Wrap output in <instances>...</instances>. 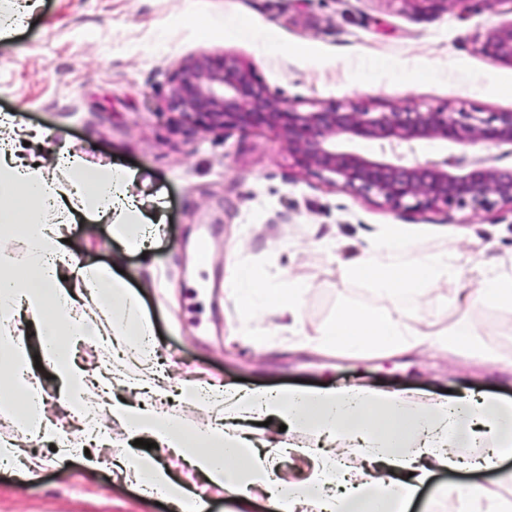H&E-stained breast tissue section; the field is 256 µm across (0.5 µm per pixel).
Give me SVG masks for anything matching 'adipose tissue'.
<instances>
[{
  "label": "adipose tissue",
  "instance_id": "ef3b65f1",
  "mask_svg": "<svg viewBox=\"0 0 512 512\" xmlns=\"http://www.w3.org/2000/svg\"><path fill=\"white\" fill-rule=\"evenodd\" d=\"M144 184L137 172L116 164L95 166L66 151L57 152L52 163L24 160L11 149L0 152V412L13 415L32 440L52 444L57 458L81 457L89 469L100 464L98 449H114L115 460L147 493L178 508L192 505L193 512H205L204 498L191 496L154 456L131 452L117 431L147 437L169 449L210 487L243 497L265 494L276 512H402L431 467L461 466L457 450L468 443L476 424L486 428L490 443L480 465L493 466L501 452L512 449V402L489 398L463 395L425 408L403 392L357 385L215 390L184 382L180 398L211 418L203 426L147 404L113 398L118 386L156 391L155 382L113 361L116 336L125 338L136 358L150 359L152 324L127 282L111 268L79 260L66 238L78 217H105L113 235L141 246L155 245L164 217L140 209ZM16 241L25 246L19 266L7 248ZM349 271L378 289L410 297L467 272L456 254L416 257L409 243L396 238L381 244L377 256L357 260ZM468 272L479 279L481 292L456 296L455 310L512 304V275L478 267ZM305 290L297 281L263 283L249 269L238 276L242 313L249 316L264 308L290 316V328L298 336L305 333L299 317ZM82 301L105 307V319L78 310ZM26 315L35 325L32 343L18 331ZM80 344L98 353L102 369L90 373L75 362L71 350ZM314 344L354 356L411 347L402 314L373 307L341 313ZM38 361L51 370L63 407L83 421L80 436L67 437L48 417L47 396L34 372ZM230 410L278 417L289 429L345 441L383 463L390 474L361 483L336 456L324 455L315 458L304 479L272 477L244 432L229 423Z\"/></svg>",
  "mask_w": 512,
  "mask_h": 512
}]
</instances>
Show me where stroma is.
Instances as JSON below:
<instances>
[{
	"mask_svg": "<svg viewBox=\"0 0 512 512\" xmlns=\"http://www.w3.org/2000/svg\"><path fill=\"white\" fill-rule=\"evenodd\" d=\"M198 16L214 19L209 34L195 25ZM510 19L512 0H472L468 11L439 13L399 0H40L31 13L20 0L0 5V21L14 30L0 39V115L51 133L54 148L142 173L147 195L165 202L164 235L147 251L114 239L104 220H78L69 236L80 259L124 270L152 322V372L170 394L143 390L139 399L197 424L200 412L176 393L184 379L271 389L359 382L432 401H512V305L477 306L466 316L486 360L448 356L433 341L365 358L306 342L351 308H401L409 331H444L454 298L476 293V283L452 278L420 298L397 296L348 275L345 264L400 236L415 253L451 250L510 273L512 208L399 213L296 167L270 130L191 131L163 107L172 70L208 51L251 65L273 94L302 110L410 103L512 112V66L478 50ZM202 239L211 254L205 268L193 261ZM243 266L274 283H307L306 337L287 330V317L239 314L231 287ZM153 274L161 287H144ZM39 453L45 465L36 480L0 467V512H174L114 467L108 449L94 470L77 457L55 459L47 447ZM152 454L191 493L205 492L207 512H274L263 498L203 491L181 458L164 448ZM467 483L512 502V455L489 470L435 471L409 512H458L446 489Z\"/></svg>",
	"mask_w": 512,
	"mask_h": 512,
	"instance_id": "obj_1",
	"label": "stroma"
}]
</instances>
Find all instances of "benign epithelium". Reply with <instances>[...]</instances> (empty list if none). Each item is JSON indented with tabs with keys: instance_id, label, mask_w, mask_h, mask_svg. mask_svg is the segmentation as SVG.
<instances>
[{
	"instance_id": "7a95c632",
	"label": "benign epithelium",
	"mask_w": 512,
	"mask_h": 512,
	"mask_svg": "<svg viewBox=\"0 0 512 512\" xmlns=\"http://www.w3.org/2000/svg\"><path fill=\"white\" fill-rule=\"evenodd\" d=\"M432 12L468 0H400ZM479 51L512 66V20L492 28ZM165 108L193 127L267 128L287 145L294 163L351 194L376 197L393 210L424 211L495 206L512 208V112L423 110L408 103L389 111L329 103L301 111L271 94L253 68L238 58L201 52L169 77ZM362 141L374 145L367 154ZM506 147L499 156L447 153L422 161L423 142Z\"/></svg>"
}]
</instances>
